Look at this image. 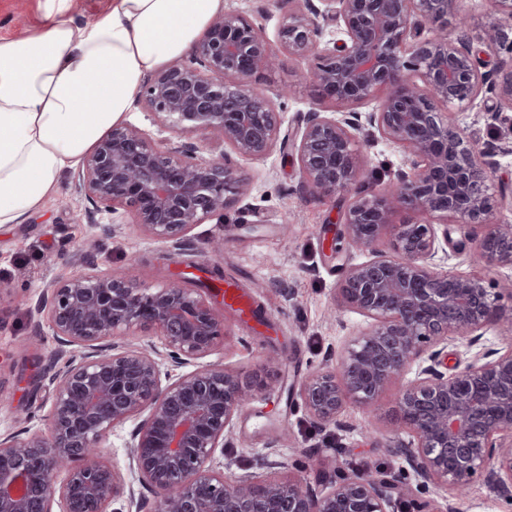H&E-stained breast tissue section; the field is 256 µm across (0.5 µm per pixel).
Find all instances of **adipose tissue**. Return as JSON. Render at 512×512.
<instances>
[{"label":"adipose tissue","mask_w":512,"mask_h":512,"mask_svg":"<svg viewBox=\"0 0 512 512\" xmlns=\"http://www.w3.org/2000/svg\"><path fill=\"white\" fill-rule=\"evenodd\" d=\"M49 24L0 37V224H18L59 176L124 123L151 72L187 55L224 0H111L83 24L46 0Z\"/></svg>","instance_id":"1"}]
</instances>
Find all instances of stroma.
I'll return each instance as SVG.
<instances>
[{
  "label": "stroma",
  "instance_id": "1",
  "mask_svg": "<svg viewBox=\"0 0 512 512\" xmlns=\"http://www.w3.org/2000/svg\"><path fill=\"white\" fill-rule=\"evenodd\" d=\"M46 22V0H0V37H24ZM314 63L282 51L260 79L267 91L287 93L280 101L283 129L296 127L319 99L309 76ZM458 122L471 138L506 146L497 158L498 176L512 183V111L497 98L481 97L459 109ZM358 149L368 178L388 180L405 161L401 148L381 138ZM235 164L242 195L223 216L194 225L180 251L168 250L135 224L103 232L111 221L107 214L85 220L88 203L69 169L61 173L55 197L22 223L0 225V434L48 427L57 343L50 331L34 332L29 305L49 282L70 276L60 252L92 240L101 267L144 287L201 279L218 266L222 276L209 279L214 299L223 301L224 285L232 282L251 300L249 316L227 308L228 337L208 357L258 384L224 439L221 470L259 473L269 458L279 463L272 476L297 478L318 490L322 470L339 459L349 469L399 473L407 487H415L408 465L386 439L396 418L392 393L368 407L347 403L342 427L325 430L313 426L300 402L288 399L303 376L327 367L329 349L343 348L367 324L355 312L335 309L343 270L369 258L338 237L349 198L303 190L295 156L277 149L261 160L236 158ZM367 427L380 431V438L365 437Z\"/></svg>",
  "mask_w": 512,
  "mask_h": 512
}]
</instances>
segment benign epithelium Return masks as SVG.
<instances>
[{
	"instance_id": "1",
	"label": "benign epithelium",
	"mask_w": 512,
	"mask_h": 512,
	"mask_svg": "<svg viewBox=\"0 0 512 512\" xmlns=\"http://www.w3.org/2000/svg\"><path fill=\"white\" fill-rule=\"evenodd\" d=\"M283 14L278 43L296 56L317 50L313 78L325 99L364 114L327 116L317 107L281 132L274 97L259 87L274 60L263 29L233 11L213 18L187 58L151 73L137 102L176 139H155L136 126H115L75 173L89 213L127 218L152 238L180 250L188 230L243 192L232 156L262 159L292 147L302 187L324 196L351 195L345 234L372 259L350 266L338 288L342 309L370 320L333 354L332 369L307 375L297 395L311 420L338 426L349 401L373 404L398 386L399 427L411 436L400 453L417 486L444 487L454 497L485 474L490 490L512 503V280L496 288L479 274L448 272L437 262L448 230L471 228L469 262L512 269V224H488L496 153L508 149L466 135L451 110L495 95L512 110V71H481V54H512V0H490L497 21L481 48L458 33L422 37L427 24L456 17L463 0H268ZM332 38L325 39L326 32ZM200 134V143L183 140ZM377 135L406 155L405 168L380 188L360 177L359 135ZM225 149L212 153L210 142ZM421 221L392 224L397 208ZM390 235L391 251L379 250ZM71 275L47 285L30 313L48 326L65 359L51 377L49 434H0V512H106L125 496L136 512H391L402 505L396 475L354 472L318 492L299 481L257 473L226 476L214 468L224 436L251 399L252 385L219 363L173 375L205 358L225 336V310L199 287L171 280L146 288L98 269L94 255L68 254ZM507 327L498 348L480 351L448 373L449 342L475 344L491 326ZM149 327L162 338L130 346L122 337ZM415 377L406 379L413 364ZM134 422L128 474L104 461L112 428Z\"/></svg>"
}]
</instances>
